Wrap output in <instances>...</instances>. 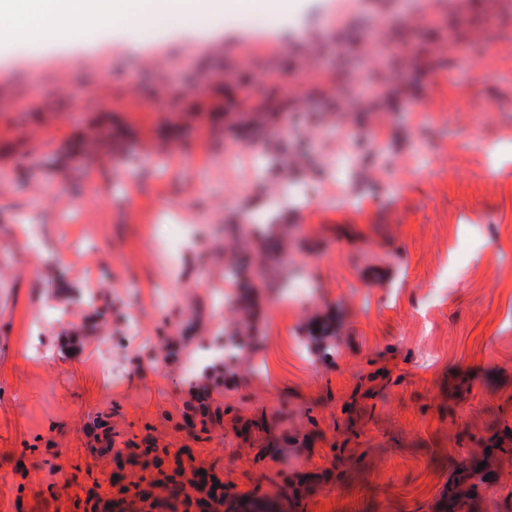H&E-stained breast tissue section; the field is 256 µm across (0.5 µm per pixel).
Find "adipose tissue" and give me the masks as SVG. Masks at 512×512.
I'll return each mask as SVG.
<instances>
[{
	"label": "adipose tissue",
	"mask_w": 512,
	"mask_h": 512,
	"mask_svg": "<svg viewBox=\"0 0 512 512\" xmlns=\"http://www.w3.org/2000/svg\"><path fill=\"white\" fill-rule=\"evenodd\" d=\"M300 0H0V43L24 44L49 34L88 44L114 26L154 22L160 17L200 10L264 11L281 14Z\"/></svg>",
	"instance_id": "obj_1"
}]
</instances>
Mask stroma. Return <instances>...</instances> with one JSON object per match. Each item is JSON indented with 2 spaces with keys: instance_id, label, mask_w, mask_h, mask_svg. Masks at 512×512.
<instances>
[{
  "instance_id": "obj_1",
  "label": "stroma",
  "mask_w": 512,
  "mask_h": 512,
  "mask_svg": "<svg viewBox=\"0 0 512 512\" xmlns=\"http://www.w3.org/2000/svg\"><path fill=\"white\" fill-rule=\"evenodd\" d=\"M335 8L171 16L135 33L149 68L120 26L0 45V512H75L100 413L192 448L224 512H447L452 482L512 512V0ZM381 21L431 111H354ZM237 331L195 439L183 371Z\"/></svg>"
}]
</instances>
